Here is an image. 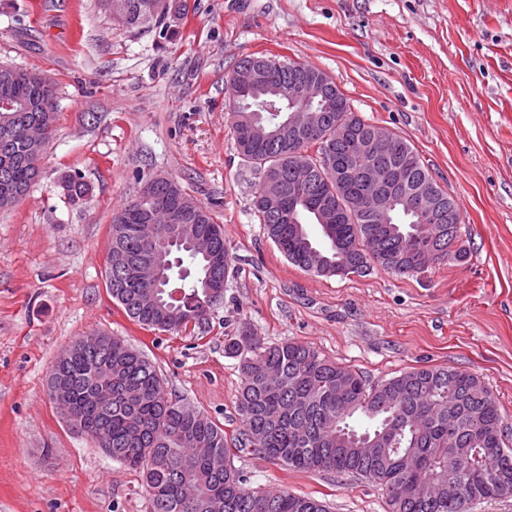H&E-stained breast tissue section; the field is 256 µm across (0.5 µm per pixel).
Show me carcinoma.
<instances>
[{
  "label": "carcinoma",
  "mask_w": 512,
  "mask_h": 512,
  "mask_svg": "<svg viewBox=\"0 0 512 512\" xmlns=\"http://www.w3.org/2000/svg\"><path fill=\"white\" fill-rule=\"evenodd\" d=\"M123 4L113 25L129 32L185 14L187 0H168L162 14L150 12L153 0H117ZM240 59L226 77L235 146L259 175L270 174L292 188L296 157L304 155L312 171L308 193L298 199V223L280 224L276 209L253 202L263 231L285 258L299 269L328 276L324 265L347 258L346 275H362L371 267L399 276L460 262L466 249L448 250L455 218H463L458 200L435 182L418 152L393 132L391 141L370 166L400 171L410 186L433 183L444 199L443 224H415L397 211L393 223L348 211L339 223L319 224L321 240L308 225L318 224L314 209L323 198L346 203L358 191L336 180L351 152L342 128L365 134L374 124L352 111L336 83L309 64L282 61L263 84H247ZM312 73L331 89L316 103L322 126L312 134H274L277 115L263 103L288 109L278 91L300 74ZM18 109L0 118V209L17 205L21 190L38 180L45 156L29 158L27 128L56 121L55 89L41 84L34 72L17 68L14 77L0 74V100ZM176 187L174 179L138 195L112 213L108 249L126 254L150 250L169 255V280L161 288H144L117 269L107 288L133 322L148 329L176 332L183 317H197L206 331L216 304L204 284L224 291L234 272V256L224 240L223 225L212 211L195 201L189 223L202 225L214 248L197 252L170 240V225L150 224L156 198ZM60 187L73 205L84 203L90 186L66 174ZM98 348L71 346L68 358L54 364L48 388L64 386L68 400L62 411L112 441V459L139 471L149 501L148 512H327L308 495L251 485L234 465L235 453L258 455L291 472H328L376 481L385 490L389 512H467L469 506L512 497V447L504 441L503 418L496 396L475 374L448 366L417 367L377 384L367 382L351 366L336 363L316 347L289 339L269 344L241 322L224 338V354L238 360L240 385L236 413L240 429L233 436L205 412L169 396L155 364L120 336Z\"/></svg>",
  "instance_id": "carcinoma-1"
}]
</instances>
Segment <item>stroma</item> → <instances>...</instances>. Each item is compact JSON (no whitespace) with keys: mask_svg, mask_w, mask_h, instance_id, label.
Listing matches in <instances>:
<instances>
[{"mask_svg":"<svg viewBox=\"0 0 512 512\" xmlns=\"http://www.w3.org/2000/svg\"><path fill=\"white\" fill-rule=\"evenodd\" d=\"M155 28L113 26L98 0H0V65L48 74L57 120L40 177L0 211V512H147L139 472L74 432L47 375L77 338L122 336L173 397L234 433L240 385L226 327L315 346L368 383L422 366L478 375L512 440V0H188ZM327 73L354 112L404 137L461 205L464 261L414 277H323L293 266L252 210L225 76L243 56ZM90 194L71 205L62 175ZM211 206L235 272L209 330L141 328L107 290L112 213L139 177ZM253 486L328 512H388L377 482L235 459Z\"/></svg>","mask_w":512,"mask_h":512,"instance_id":"35a3bbf8","label":"stroma"}]
</instances>
